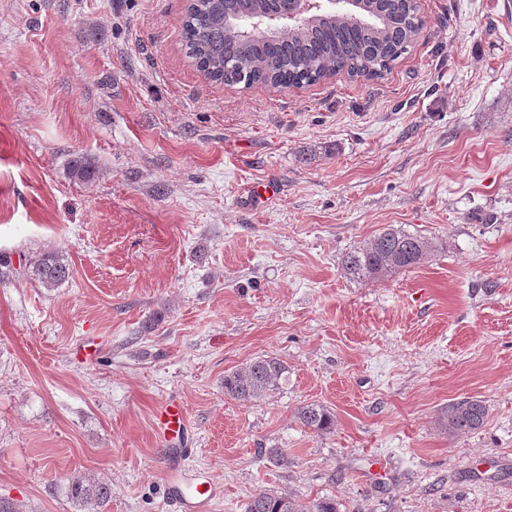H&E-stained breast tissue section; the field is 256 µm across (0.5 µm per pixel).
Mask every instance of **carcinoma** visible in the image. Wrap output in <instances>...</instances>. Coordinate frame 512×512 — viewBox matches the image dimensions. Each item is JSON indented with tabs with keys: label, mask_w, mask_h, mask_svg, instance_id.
Listing matches in <instances>:
<instances>
[{
	"label": "carcinoma",
	"mask_w": 512,
	"mask_h": 512,
	"mask_svg": "<svg viewBox=\"0 0 512 512\" xmlns=\"http://www.w3.org/2000/svg\"><path fill=\"white\" fill-rule=\"evenodd\" d=\"M345 13H318L303 25L269 36H246L229 19L268 16L278 11L277 0H198L186 9L183 32L187 53L199 71L226 85H270L282 89L313 84L339 71L374 79L413 44L420 28L414 0H356ZM72 174L89 182L94 164L83 158L72 163ZM437 242L392 224L342 258L344 275L355 281L380 282L398 271L415 267L437 252ZM30 277L53 288L70 277V265L59 252L38 254L29 262ZM288 368L275 357H260L224 374V395L245 402L271 396L287 379ZM488 414L479 400L448 406L438 425L452 435L481 427ZM303 427L326 434L336 416L321 403L296 411ZM112 496V484L102 478L76 477L67 486V498L82 506H99ZM245 512H339L336 500L322 498L303 505L287 494L262 490L254 494Z\"/></svg>",
	"instance_id": "1"
}]
</instances>
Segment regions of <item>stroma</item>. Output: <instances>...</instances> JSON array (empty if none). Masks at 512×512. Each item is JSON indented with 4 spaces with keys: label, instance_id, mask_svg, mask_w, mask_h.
<instances>
[{
    "label": "stroma",
    "instance_id": "obj_1",
    "mask_svg": "<svg viewBox=\"0 0 512 512\" xmlns=\"http://www.w3.org/2000/svg\"><path fill=\"white\" fill-rule=\"evenodd\" d=\"M185 4L0 0V499L84 512L65 487L89 475L112 485L97 512H174L154 416L176 398L209 512L263 489L512 512V0H418L383 77L291 90L207 79ZM389 224L439 251L347 278ZM48 250L71 269L55 288L26 271ZM265 355L280 390L225 396ZM466 398L488 416L448 435ZM310 402L332 433L297 420ZM488 414L479 400H462L448 406L438 419V425L449 434L462 435L481 427ZM296 417L303 427L320 435L331 432L336 426L335 414L321 403L313 402L298 407Z\"/></svg>",
    "mask_w": 512,
    "mask_h": 512
}]
</instances>
